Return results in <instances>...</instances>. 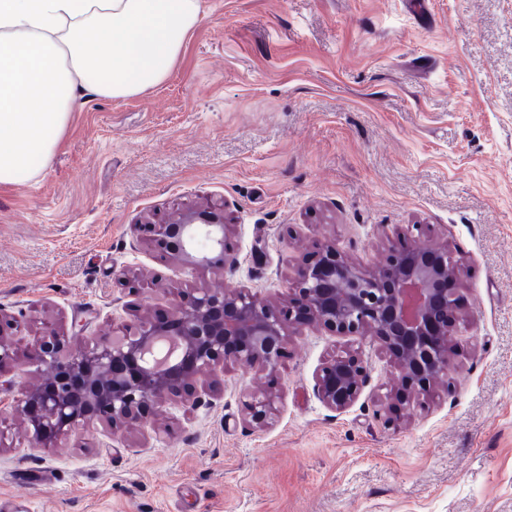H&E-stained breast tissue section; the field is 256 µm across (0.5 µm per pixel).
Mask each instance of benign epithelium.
I'll return each instance as SVG.
<instances>
[{
  "label": "benign epithelium",
  "mask_w": 512,
  "mask_h": 512,
  "mask_svg": "<svg viewBox=\"0 0 512 512\" xmlns=\"http://www.w3.org/2000/svg\"><path fill=\"white\" fill-rule=\"evenodd\" d=\"M146 240L186 266L208 268L218 253L224 266V212L189 210L162 224L140 225ZM457 266L446 247H400L372 269L342 256L333 243L295 273L296 298L280 307L248 289L180 291L169 312L123 327L113 336H87L85 327L63 337L55 332L32 344L45 381L20 386L13 408L30 427V442L47 447L79 423L104 420L145 433V413L158 398L181 397L203 376L227 363L276 372L293 336L320 324L344 336L375 337L400 369V399L426 390L448 373V310L456 304ZM23 371L11 340L0 333V367ZM368 366L356 352L326 362L316 377L317 394L344 409L360 396ZM274 406L270 393L250 395L252 422L262 425Z\"/></svg>",
  "instance_id": "7a95c632"
}]
</instances>
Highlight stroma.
I'll return each mask as SVG.
<instances>
[{"mask_svg":"<svg viewBox=\"0 0 512 512\" xmlns=\"http://www.w3.org/2000/svg\"><path fill=\"white\" fill-rule=\"evenodd\" d=\"M160 84L84 95L36 175L0 184V316L112 333L163 316L168 289L286 299L335 242L364 267L392 246L460 262L450 370L410 408L377 341L314 325L276 375L243 365L155 405L146 433L104 423L53 447L0 414V512H512V0H199ZM223 209L232 278L179 265L140 226ZM369 367L359 398L318 397L323 364ZM271 388L252 423L244 403ZM274 406V397L271 393H255L250 395L245 404L247 414L252 422L262 425L266 422Z\"/></svg>","mask_w":512,"mask_h":512,"instance_id":"obj_1","label":"stroma"}]
</instances>
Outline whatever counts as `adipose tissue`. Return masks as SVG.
<instances>
[{
  "instance_id": "ef3b65f1",
  "label": "adipose tissue",
  "mask_w": 512,
  "mask_h": 512,
  "mask_svg": "<svg viewBox=\"0 0 512 512\" xmlns=\"http://www.w3.org/2000/svg\"><path fill=\"white\" fill-rule=\"evenodd\" d=\"M200 20L199 0H0V184L51 158L77 92L163 82Z\"/></svg>"
}]
</instances>
